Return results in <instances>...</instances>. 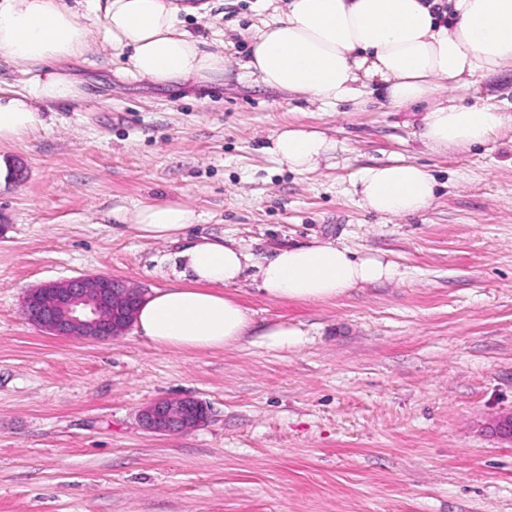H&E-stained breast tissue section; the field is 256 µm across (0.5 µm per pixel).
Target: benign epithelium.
I'll return each instance as SVG.
<instances>
[{"mask_svg":"<svg viewBox=\"0 0 512 512\" xmlns=\"http://www.w3.org/2000/svg\"><path fill=\"white\" fill-rule=\"evenodd\" d=\"M145 289L107 274L45 283L27 292L23 313L30 323L53 336L109 341L132 326ZM143 428L158 434L196 429L207 421V407L195 398H158L139 410Z\"/></svg>","mask_w":512,"mask_h":512,"instance_id":"benign-epithelium-1","label":"benign epithelium"}]
</instances>
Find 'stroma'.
Instances as JSON below:
<instances>
[{"mask_svg":"<svg viewBox=\"0 0 512 512\" xmlns=\"http://www.w3.org/2000/svg\"><path fill=\"white\" fill-rule=\"evenodd\" d=\"M266 0H217L224 80L157 86L100 48L69 63L83 96L49 106L30 136L0 145V512H512V126L435 152L415 115L374 93L330 108L240 78ZM439 99L512 114V75L442 84ZM335 148L296 174L267 153L281 127ZM401 159L436 182L426 210L383 216L353 181ZM176 200L188 238L255 255L333 241L394 263L390 280L322 302L271 299L250 267L228 291L253 334L175 352L129 331L107 342L48 335L25 293L83 274L145 288L177 282L173 244L124 221ZM294 330L288 345L263 339ZM193 396L207 422L178 435L138 412Z\"/></svg>","mask_w":512,"mask_h":512,"instance_id":"obj_1","label":"stroma"}]
</instances>
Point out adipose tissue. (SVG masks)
Segmentation results:
<instances>
[{"label": "adipose tissue", "mask_w": 512, "mask_h": 512, "mask_svg": "<svg viewBox=\"0 0 512 512\" xmlns=\"http://www.w3.org/2000/svg\"><path fill=\"white\" fill-rule=\"evenodd\" d=\"M77 12L55 0H0V55L25 64L23 93L0 91V144L41 127V105L78 100L79 83L66 65L98 39L124 72L157 84L224 79V51L193 37L180 13L185 0H86ZM245 75L256 85L302 95L323 105L380 92L396 108L419 107V137L444 151L484 143L507 122L489 107L434 100L438 83L464 84L475 75L512 69V0H285L250 32ZM334 144L317 129L292 125L271 138L267 151L288 170H315ZM355 186L364 205L388 216H411L435 199V182L422 166L395 161L362 169ZM139 237L179 243L194 214L178 201L138 207L130 218ZM171 261L179 284L155 289L136 317V332L156 347L207 350L236 345L252 322L227 286L256 266L268 297L320 301L360 285L389 280L395 266L378 255L354 256L330 241L279 248L262 262L252 254L203 237Z\"/></svg>", "instance_id": "ef3b65f1"}]
</instances>
